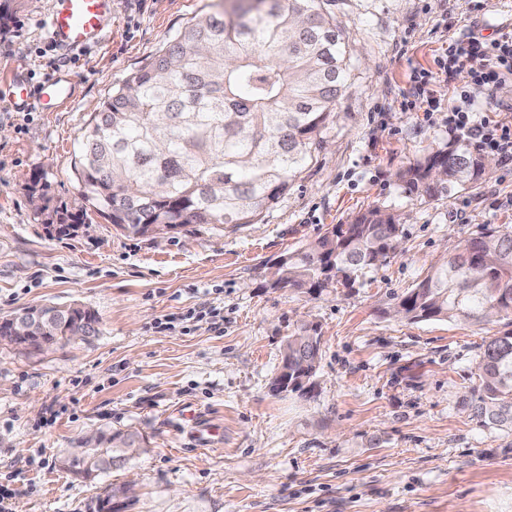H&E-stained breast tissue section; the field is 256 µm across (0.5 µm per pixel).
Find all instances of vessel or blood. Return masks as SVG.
I'll use <instances>...</instances> for the list:
<instances>
[{"mask_svg":"<svg viewBox=\"0 0 512 512\" xmlns=\"http://www.w3.org/2000/svg\"><path fill=\"white\" fill-rule=\"evenodd\" d=\"M113 12V0H53L51 35L67 50L98 44L112 28ZM6 85L10 99L22 108L34 105L47 111L71 95L68 82L59 77L48 79L36 90L16 75L9 76Z\"/></svg>","mask_w":512,"mask_h":512,"instance_id":"obj_1","label":"vessel or blood"}]
</instances>
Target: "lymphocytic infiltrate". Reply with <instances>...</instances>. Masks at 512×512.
Returning a JSON list of instances; mask_svg holds the SVG:
<instances>
[{"label": "lymphocytic infiltrate", "mask_w": 512, "mask_h": 512, "mask_svg": "<svg viewBox=\"0 0 512 512\" xmlns=\"http://www.w3.org/2000/svg\"><path fill=\"white\" fill-rule=\"evenodd\" d=\"M439 69L451 92L449 135L512 163V106L493 102L477 110L466 90L467 85L476 84L493 92L512 81V32L490 39L468 27L449 41Z\"/></svg>", "instance_id": "f902f5d3"}]
</instances>
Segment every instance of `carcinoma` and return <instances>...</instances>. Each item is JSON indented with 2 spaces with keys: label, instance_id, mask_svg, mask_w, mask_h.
Wrapping results in <instances>:
<instances>
[{
  "label": "carcinoma",
  "instance_id": "cac0c4a2",
  "mask_svg": "<svg viewBox=\"0 0 512 512\" xmlns=\"http://www.w3.org/2000/svg\"><path fill=\"white\" fill-rule=\"evenodd\" d=\"M330 0H236L166 39L85 125L74 168L81 198L132 236L189 224H252L273 207L321 147L349 88L353 49ZM485 155L460 140L438 145L396 174L404 192L440 200L477 181ZM395 215L374 207L288 254L284 287L318 294L352 288L397 246ZM412 321L512 316V231L485 226L464 250L440 261L415 288L389 297ZM91 311H60L37 352L98 333ZM469 407L485 425L512 428V331L490 340L478 362ZM133 431L98 434L88 463L104 472L133 457ZM118 490L94 512H116Z\"/></svg>",
  "mask_w": 512,
  "mask_h": 512
}]
</instances>
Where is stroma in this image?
<instances>
[{
    "label": "stroma",
    "mask_w": 512,
    "mask_h": 512,
    "mask_svg": "<svg viewBox=\"0 0 512 512\" xmlns=\"http://www.w3.org/2000/svg\"><path fill=\"white\" fill-rule=\"evenodd\" d=\"M212 0H116L112 35L51 70L53 0H0V80L31 87L67 77L58 112L0 97V318L41 303H79L100 332L55 350L0 342V486L13 512H90L101 487L121 512H512V431L463 401L483 344L512 329L488 322L392 318L403 294L483 225L512 228V174L489 162L472 188L439 201L404 193L397 172L448 142L449 39L475 23L512 30V0H333L354 49L351 86L324 146L252 224H191L130 237L80 198L82 129L113 87ZM432 72V122L402 110ZM379 206L399 246L352 289L316 295L270 287V261ZM78 221L75 232L55 225ZM220 310L216 329L207 309ZM176 318L175 329H155ZM313 326L321 360L311 388L273 381L289 336ZM99 430L146 439L123 466L82 483L58 465Z\"/></svg>",
    "instance_id": "stroma-1"
}]
</instances>
